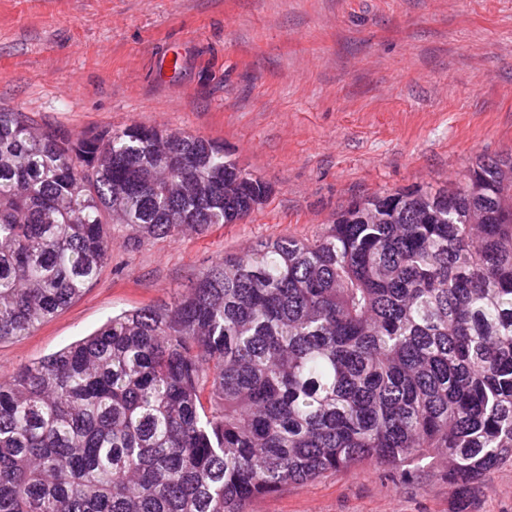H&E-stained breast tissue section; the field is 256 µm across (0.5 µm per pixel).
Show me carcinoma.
<instances>
[{"instance_id":"1","label":"carcinoma","mask_w":512,"mask_h":512,"mask_svg":"<svg viewBox=\"0 0 512 512\" xmlns=\"http://www.w3.org/2000/svg\"><path fill=\"white\" fill-rule=\"evenodd\" d=\"M132 124L72 136L0 109V341L79 298L143 237L269 196L224 145ZM448 463L466 494L512 461V155L436 191L350 202L171 305L113 315L0 382V512H243L288 483Z\"/></svg>"}]
</instances>
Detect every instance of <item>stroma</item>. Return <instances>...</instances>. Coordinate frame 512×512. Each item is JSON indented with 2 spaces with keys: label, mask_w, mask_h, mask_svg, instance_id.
Here are the masks:
<instances>
[{
  "label": "stroma",
  "mask_w": 512,
  "mask_h": 512,
  "mask_svg": "<svg viewBox=\"0 0 512 512\" xmlns=\"http://www.w3.org/2000/svg\"><path fill=\"white\" fill-rule=\"evenodd\" d=\"M0 109L73 135L204 136L271 188L243 222L202 234L133 242L113 225L98 281L0 342L6 377L112 315L172 303L226 255L512 154V0H0ZM446 469L426 460L405 483L372 465L330 472L246 512H512L511 463L466 496Z\"/></svg>",
  "instance_id": "obj_1"
}]
</instances>
